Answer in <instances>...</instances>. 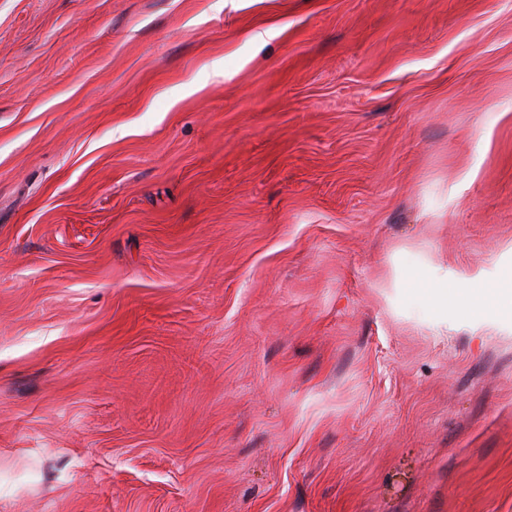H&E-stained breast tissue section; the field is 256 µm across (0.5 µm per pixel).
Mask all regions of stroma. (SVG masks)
I'll use <instances>...</instances> for the list:
<instances>
[{
	"label": "stroma",
	"mask_w": 512,
	"mask_h": 512,
	"mask_svg": "<svg viewBox=\"0 0 512 512\" xmlns=\"http://www.w3.org/2000/svg\"><path fill=\"white\" fill-rule=\"evenodd\" d=\"M511 268L512 0H0V512H512ZM512 270L501 274L498 280L473 277L468 280V289L464 292L466 308L481 309L487 303L499 302L498 313L512 320Z\"/></svg>",
	"instance_id": "stroma-1"
}]
</instances>
